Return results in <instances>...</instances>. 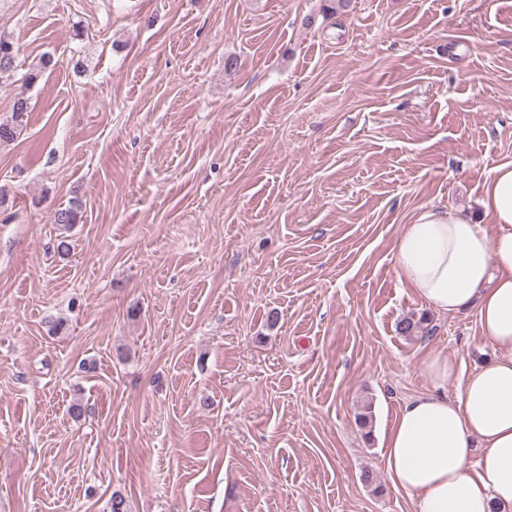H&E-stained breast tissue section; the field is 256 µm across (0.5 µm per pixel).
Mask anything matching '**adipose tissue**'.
Returning <instances> with one entry per match:
<instances>
[{
	"label": "adipose tissue",
	"instance_id": "ef3b65f1",
	"mask_svg": "<svg viewBox=\"0 0 512 512\" xmlns=\"http://www.w3.org/2000/svg\"><path fill=\"white\" fill-rule=\"evenodd\" d=\"M481 204L488 225L425 207L395 244L414 294L443 313L475 310L494 349L454 401L438 387L460 364L432 357L435 390L409 401L385 438L386 470L416 512H512V162L496 168Z\"/></svg>",
	"mask_w": 512,
	"mask_h": 512
}]
</instances>
